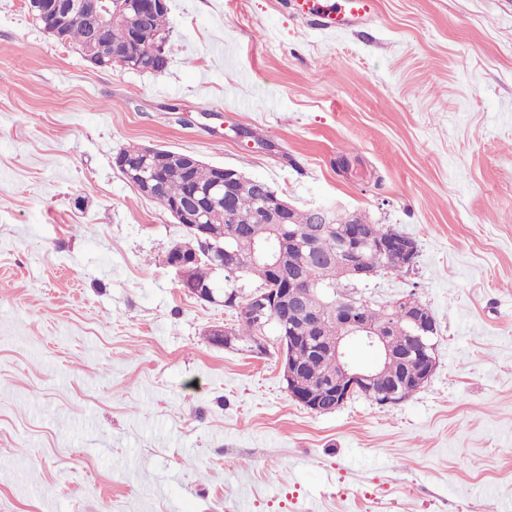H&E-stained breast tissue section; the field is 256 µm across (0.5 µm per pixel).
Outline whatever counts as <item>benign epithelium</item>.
Returning <instances> with one entry per match:
<instances>
[{
    "mask_svg": "<svg viewBox=\"0 0 512 512\" xmlns=\"http://www.w3.org/2000/svg\"><path fill=\"white\" fill-rule=\"evenodd\" d=\"M157 5V0H69L62 4L54 0H29L31 12L42 22L45 33L52 35L57 26L71 20L80 19L87 22L90 29L100 31L112 23L125 17L128 12L143 15ZM141 50L130 57L129 67L142 71L154 48L157 46V34L140 29L135 35ZM231 170L216 168V175L208 185L197 186L191 196L183 203L176 204L172 213L178 222L188 225L191 241L173 249L166 263L177 276L185 275L190 265L200 261L209 251L217 249L213 242L219 241L212 224L213 214L209 208L214 196L224 193V181L231 179ZM124 177L131 183L141 185L144 191H150L159 180V171L149 170L142 166H134L125 170ZM291 208L285 201L276 199L273 205L265 210L273 215V219L256 220L257 236L267 242V235L278 234V224L282 223L280 214ZM372 250L382 258H392L403 265H413L417 252L416 242L404 235L384 234L375 231L364 235L357 229L337 242L336 252L350 276L365 274L358 251ZM254 263H263V268L271 271L274 278L288 279L291 288L288 294L277 297L273 289L266 288L248 296L243 311L253 321L255 328V343L267 340V333L272 324H284L288 318L303 313L312 322V327L320 339L311 345V355L295 357L281 351L279 364L286 383V388L293 400L314 414H327L343 406L348 400L358 394L371 391L374 383L382 381L380 371L385 361L393 358V347L386 338V331L392 326L405 325L410 328V345L402 359L409 367L407 377L425 384L436 367L434 346L430 343V335L437 332L436 320L430 310L421 305L412 309V298H404L395 303L397 313L389 324L374 327L367 321L370 306L352 298L340 302L336 316L326 317L316 310L302 306L301 291L298 290V277L295 271L287 270L288 259L285 255L274 250L263 251L253 256ZM354 344H361L373 352L378 360L371 366H363L351 360L348 349ZM324 358L332 362L345 378V386L333 389L324 386L318 390L307 387L305 374L313 367L314 360ZM403 382L394 379L381 387L376 394L378 403L382 406L398 405L402 399Z\"/></svg>",
    "mask_w": 512,
    "mask_h": 512,
    "instance_id": "1",
    "label": "benign epithelium"
}]
</instances>
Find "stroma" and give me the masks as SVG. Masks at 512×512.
Returning <instances> with one entry per match:
<instances>
[{
  "label": "stroma",
  "instance_id": "obj_1",
  "mask_svg": "<svg viewBox=\"0 0 512 512\" xmlns=\"http://www.w3.org/2000/svg\"><path fill=\"white\" fill-rule=\"evenodd\" d=\"M167 70L91 67L0 0V512H512V0H169ZM365 213L413 266L349 284L435 316L402 403L315 415L236 313L181 288L186 232L127 146ZM359 161L338 172L339 154ZM295 13L301 17L322 16L336 24L344 15H365L376 8L375 0H291ZM118 170L129 182L143 186L145 192L150 191L158 183L160 177L158 170H149L143 166H134L131 169H125L124 173L122 170Z\"/></svg>",
  "mask_w": 512,
  "mask_h": 512
}]
</instances>
